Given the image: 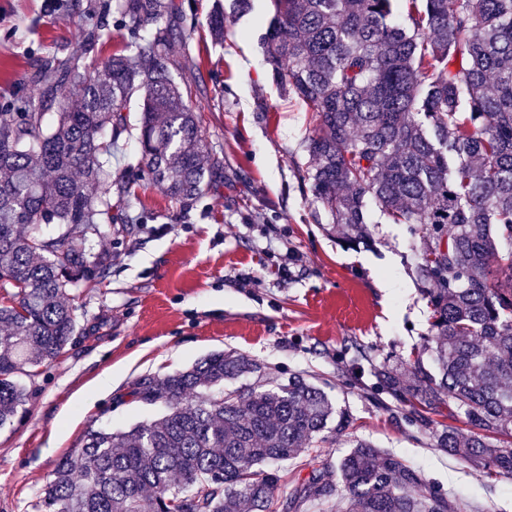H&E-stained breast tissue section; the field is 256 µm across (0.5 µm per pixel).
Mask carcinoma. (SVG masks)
<instances>
[{"mask_svg":"<svg viewBox=\"0 0 512 512\" xmlns=\"http://www.w3.org/2000/svg\"><path fill=\"white\" fill-rule=\"evenodd\" d=\"M211 32L224 40V9ZM261 38L272 80L313 112L304 180L349 246L370 238L372 200L421 235L417 275L430 309L432 367L384 365L373 388L428 421L448 405L435 447L512 479V0H272ZM173 0H116L134 52L98 67L40 72L41 100L24 122L0 112V427L25 402L14 377L57 359L76 329L78 287L96 288L112 259L85 247L130 205L112 179V146L136 138L138 163L191 204L217 177L201 116L171 73L178 32L157 22ZM78 99L69 104L66 93ZM142 101L136 127L124 110ZM58 102L56 120L44 104ZM436 256L430 262V256ZM261 372L214 353L189 369L146 377L132 395L166 412L126 430H91L45 485L44 512H463L403 458L358 440L322 458L331 420L323 390L301 375L268 389L224 382ZM307 454L297 482L277 464Z\"/></svg>","mask_w":512,"mask_h":512,"instance_id":"cac0c4a2","label":"carcinoma"}]
</instances>
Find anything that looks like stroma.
<instances>
[{
	"instance_id": "obj_1",
	"label": "stroma",
	"mask_w": 512,
	"mask_h": 512,
	"mask_svg": "<svg viewBox=\"0 0 512 512\" xmlns=\"http://www.w3.org/2000/svg\"><path fill=\"white\" fill-rule=\"evenodd\" d=\"M221 0H174L165 21L180 32L168 53L172 75L189 86L221 175L190 205L137 170L135 141L120 140L112 175L130 181L136 199L123 223L94 239L112 266L95 290L76 293L77 329L64 353L19 375L27 399L0 428V512H38L57 464L80 448L89 430L117 431L156 418L160 407L135 400L134 383L184 370L217 352L261 363L268 384L300 374L322 387L350 424L329 433V459L358 440L398 455L467 512H512V479L487 478L481 467L434 446L450 424L409 421L390 396L351 381L350 359L365 350L380 366L423 351L429 330L425 296L415 280L420 239L367 204L369 245L345 246L302 175L305 138L314 130L306 105L277 86L259 36L271 0L225 12L224 42L210 32ZM113 0H0V112L23 119L40 98L34 76L47 62L91 53L99 61L131 40ZM100 35L92 50L82 38ZM134 225L128 236L124 224ZM112 384L91 395L104 373Z\"/></svg>"
}]
</instances>
